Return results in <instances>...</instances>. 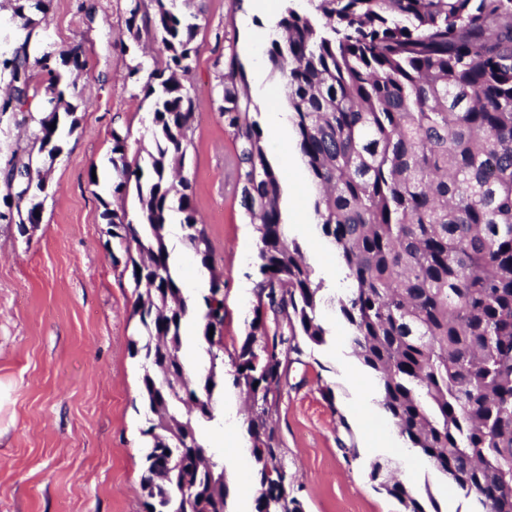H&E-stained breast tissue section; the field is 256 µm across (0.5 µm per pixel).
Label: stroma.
I'll list each match as a JSON object with an SVG mask.
<instances>
[{"label": "stroma", "instance_id": "1", "mask_svg": "<svg viewBox=\"0 0 512 512\" xmlns=\"http://www.w3.org/2000/svg\"><path fill=\"white\" fill-rule=\"evenodd\" d=\"M265 3L262 9L255 0L191 3L199 25L192 75L197 120L184 174L214 264L224 273L228 355L249 330L260 264L254 227L225 187L224 156L233 143L224 131L214 64L228 49L243 65L264 150L281 177L289 238L299 243L327 294L351 285L318 226L312 207L317 190L293 129L277 142L267 135L272 111L286 106L283 79L269 70L256 83L252 50L269 51L267 16L282 13L285 3ZM16 6V0H0V52L26 37L35 55L80 46L86 65L67 71L64 80L76 86L69 102L82 95L89 103L79 105L77 128L43 166L48 196L40 224L0 223V512H144L141 431L150 413L140 395L141 363L132 354L142 326L133 313L134 285L123 271L126 253L101 212L112 183L113 130L128 131L129 156L154 149L152 102L142 88L162 55L147 36L128 53L115 48L127 0H52L30 36ZM319 319L325 343L289 355L271 412L304 512H398L369 478L372 464L387 460L406 484L431 494L441 512H468L464 497L398 435L379 404L376 378L354 355L334 306L323 305ZM327 386L335 396L330 403L322 397ZM215 415L201 433L208 453L224 463L228 512H255L259 486L252 459L232 445L247 430L243 393L225 387Z\"/></svg>", "mask_w": 512, "mask_h": 512}]
</instances>
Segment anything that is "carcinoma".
Returning a JSON list of instances; mask_svg holds the SVG:
<instances>
[{"mask_svg":"<svg viewBox=\"0 0 512 512\" xmlns=\"http://www.w3.org/2000/svg\"><path fill=\"white\" fill-rule=\"evenodd\" d=\"M178 2L128 0L125 37L115 47L126 54L145 34L165 56L152 74L157 84L145 86L155 151L145 162L130 159L129 133L112 130L113 201H102L101 217L139 289L134 314L144 334L132 347L153 415L142 430L145 512H226L222 463L197 466L206 460L199 427L215 419L213 395L224 387V298L210 288L200 308L189 304L166 243L176 211L184 242L216 276L191 183L171 179L196 121L197 25ZM308 2L309 12L286 7L269 60L285 81L296 147L318 188L314 213L353 283L336 300L351 347L376 375L379 404L399 436L462 493L470 512H512V0ZM30 37L0 53L11 86L0 115L38 95L35 68L49 76L52 97L33 119L27 158L15 150L6 161V224L40 223L48 184L33 157L53 160L64 127L77 126L60 68L84 67L80 47L32 60ZM216 78L234 140L233 188L255 225L260 260L254 317L231 373L251 400L256 512H303L269 414L288 355L302 354V341L325 342L323 282L282 224L280 177L235 51ZM17 170L34 172L32 191L14 189ZM132 190L134 213L125 206ZM194 314L208 367L191 377L179 351ZM175 438L181 464L162 478L152 459ZM370 478L399 512H441L386 464L374 463Z\"/></svg>","mask_w":512,"mask_h":512,"instance_id":"carcinoma-1","label":"carcinoma"}]
</instances>
